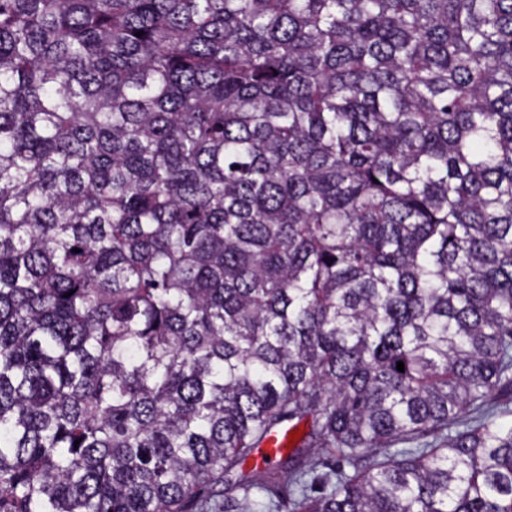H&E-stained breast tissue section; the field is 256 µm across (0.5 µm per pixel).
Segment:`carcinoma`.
Segmentation results:
<instances>
[{
	"mask_svg": "<svg viewBox=\"0 0 512 512\" xmlns=\"http://www.w3.org/2000/svg\"><path fill=\"white\" fill-rule=\"evenodd\" d=\"M501 389L512 0H0V512H512Z\"/></svg>",
	"mask_w": 512,
	"mask_h": 512,
	"instance_id": "carcinoma-1",
	"label": "carcinoma"
}]
</instances>
